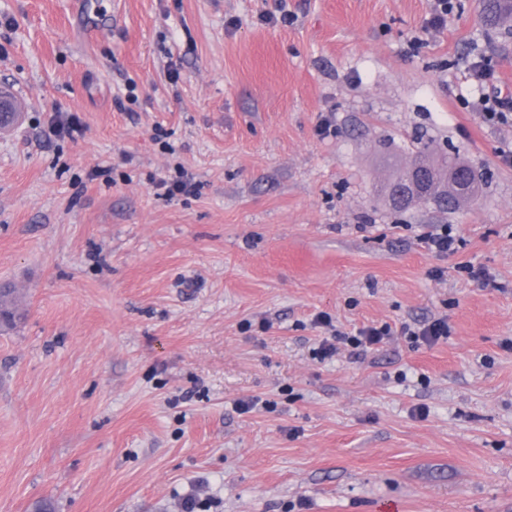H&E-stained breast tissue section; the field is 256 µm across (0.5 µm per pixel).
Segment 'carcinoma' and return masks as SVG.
<instances>
[{
	"label": "carcinoma",
	"instance_id": "cac0c4a2",
	"mask_svg": "<svg viewBox=\"0 0 512 512\" xmlns=\"http://www.w3.org/2000/svg\"><path fill=\"white\" fill-rule=\"evenodd\" d=\"M481 13L486 26L492 29L512 28V0H481ZM413 159L392 180L379 188V193L389 196L390 190L407 178L412 169L417 168L426 173L425 182L418 190L411 193L406 205L424 204L443 212H455L462 205L475 198L482 187L484 175H479L478 181L472 183L470 193L462 194L454 187L449 171L458 166H468L460 157L448 155H433V149L428 141L418 137L413 142ZM24 318V310L16 303L15 289L4 284L0 286V329L12 330Z\"/></svg>",
	"mask_w": 512,
	"mask_h": 512
}]
</instances>
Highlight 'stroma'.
I'll return each instance as SVG.
<instances>
[{"label":"stroma","instance_id":"stroma-1","mask_svg":"<svg viewBox=\"0 0 512 512\" xmlns=\"http://www.w3.org/2000/svg\"><path fill=\"white\" fill-rule=\"evenodd\" d=\"M97 2L101 33L0 0V284L27 312L0 332V512H512V118L474 107L512 92V34L479 0L439 30L432 0ZM417 136L486 171L475 202L384 205ZM180 168L198 195H158ZM442 224L455 253L421 240ZM437 318L434 346L401 332ZM391 327L387 324L377 326H367L357 331L354 335H341L335 333V342L323 339L318 346L313 348V359L319 361L331 360L341 351V345L350 348L351 354L360 355L366 353L375 347L384 344L390 339Z\"/></svg>","mask_w":512,"mask_h":512}]
</instances>
